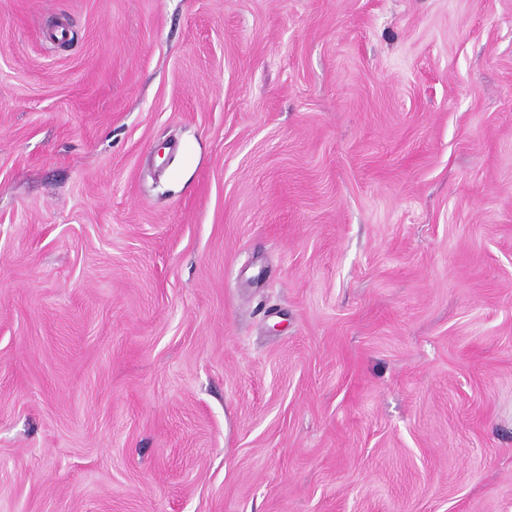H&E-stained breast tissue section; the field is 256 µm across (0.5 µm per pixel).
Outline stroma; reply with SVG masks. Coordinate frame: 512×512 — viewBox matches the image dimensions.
<instances>
[{"label":"stroma","mask_w":512,"mask_h":512,"mask_svg":"<svg viewBox=\"0 0 512 512\" xmlns=\"http://www.w3.org/2000/svg\"><path fill=\"white\" fill-rule=\"evenodd\" d=\"M0 512H512V0H0Z\"/></svg>","instance_id":"stroma-1"}]
</instances>
